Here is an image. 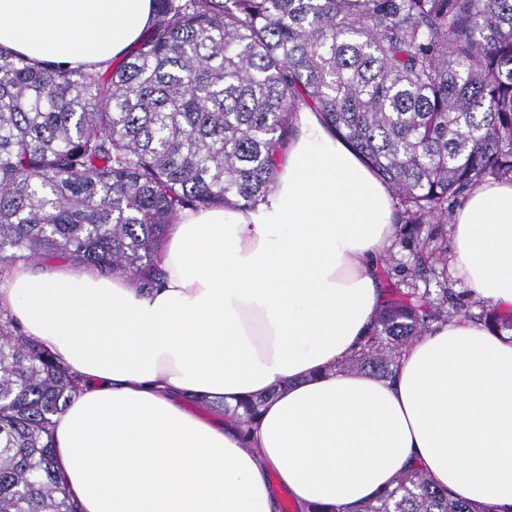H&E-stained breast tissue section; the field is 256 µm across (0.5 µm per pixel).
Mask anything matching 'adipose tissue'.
Segmentation results:
<instances>
[{
	"instance_id": "1",
	"label": "adipose tissue",
	"mask_w": 512,
	"mask_h": 512,
	"mask_svg": "<svg viewBox=\"0 0 512 512\" xmlns=\"http://www.w3.org/2000/svg\"><path fill=\"white\" fill-rule=\"evenodd\" d=\"M153 0H0V47L66 67L124 58ZM265 201L179 213L150 289L61 262L0 277V306L76 376L54 418L80 512L354 507L403 469L478 507H512V338L448 322L394 379L338 365L380 305L391 193L300 106ZM455 272L512 309V181L476 186L448 226ZM268 394L250 431L207 416Z\"/></svg>"
}]
</instances>
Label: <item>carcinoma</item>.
Returning <instances> with one entry per match:
<instances>
[{"label":"carcinoma","instance_id":"1","mask_svg":"<svg viewBox=\"0 0 512 512\" xmlns=\"http://www.w3.org/2000/svg\"><path fill=\"white\" fill-rule=\"evenodd\" d=\"M129 57L31 63L0 47V275L19 261L155 283L184 210L265 200L298 105L320 113L390 189L384 301L339 370L395 375L403 350L461 313L448 249L425 224L488 178H512V0H155ZM512 331V311L482 309ZM75 376L0 307V512H78L52 417ZM265 397L224 415L250 423ZM497 512L409 468L352 509Z\"/></svg>","mask_w":512,"mask_h":512}]
</instances>
